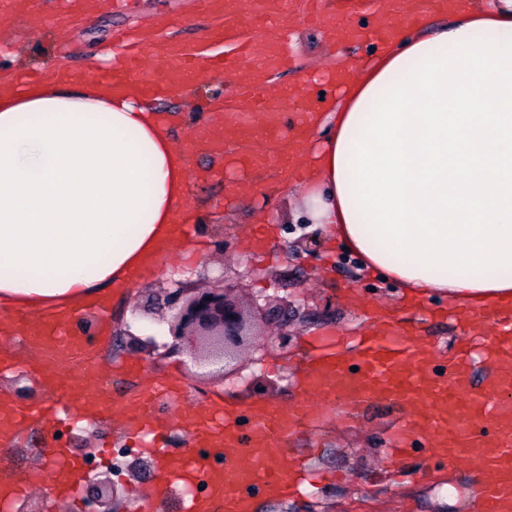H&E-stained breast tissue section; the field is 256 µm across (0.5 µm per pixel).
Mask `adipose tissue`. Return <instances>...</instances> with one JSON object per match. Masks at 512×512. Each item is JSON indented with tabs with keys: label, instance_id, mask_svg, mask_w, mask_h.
Returning a JSON list of instances; mask_svg holds the SVG:
<instances>
[{
	"label": "adipose tissue",
	"instance_id": "adipose-tissue-1",
	"mask_svg": "<svg viewBox=\"0 0 512 512\" xmlns=\"http://www.w3.org/2000/svg\"><path fill=\"white\" fill-rule=\"evenodd\" d=\"M310 115L303 223L408 300L512 304V0H448ZM192 166L157 111L74 75L0 85V313L109 300L184 262Z\"/></svg>",
	"mask_w": 512,
	"mask_h": 512
}]
</instances>
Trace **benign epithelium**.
<instances>
[{
    "label": "benign epithelium",
    "instance_id": "7a95c632",
    "mask_svg": "<svg viewBox=\"0 0 512 512\" xmlns=\"http://www.w3.org/2000/svg\"><path fill=\"white\" fill-rule=\"evenodd\" d=\"M238 284L219 274L209 288H193L183 279H172L163 289L161 303L136 306L132 320L125 323L119 335L126 339V348L150 352L156 342L132 331L133 324L152 315L163 325L164 344L170 355L189 352L192 365L209 369L229 381L243 375L248 364L241 361L245 353H257L270 345L286 349L296 331L288 329V309L294 303L286 298L273 301L256 295L248 307L240 306ZM279 323L277 332L266 331L270 321ZM97 318L83 314L76 326L87 341L95 335ZM83 489L88 512H121L120 491L112 481V469L85 476Z\"/></svg>",
    "mask_w": 512,
    "mask_h": 512
}]
</instances>
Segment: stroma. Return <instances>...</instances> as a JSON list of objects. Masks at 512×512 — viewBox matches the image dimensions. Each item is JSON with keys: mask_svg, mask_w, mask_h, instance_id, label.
Returning <instances> with one entry per match:
<instances>
[{"mask_svg": "<svg viewBox=\"0 0 512 512\" xmlns=\"http://www.w3.org/2000/svg\"><path fill=\"white\" fill-rule=\"evenodd\" d=\"M112 3V8L78 19L74 33L79 43L66 58L53 51V42L64 35V28L48 26L43 20L55 10L54 0H34L30 15L1 14L0 25L11 36L8 41L0 40V76L40 72L53 80L65 70L88 73L108 68V61L99 58L98 48L112 43L118 30L148 27L176 41H209L203 0ZM280 31L288 36L295 65L276 72V84L305 88L316 98L334 93L323 77L333 69L338 53L362 58L373 49L366 41L343 47L330 43L323 29L304 23L301 0L289 5L288 23ZM234 91V81L224 79L186 96L157 97L150 105L164 118L172 137L184 144L206 123L211 102L231 104ZM228 159L225 153H205L193 159L194 164L212 172L208 180L192 183L186 199L204 226L207 248L186 264L161 271L113 297L111 312L101 314L99 322L119 326L129 319L133 306L161 295L169 279L186 278L203 288L207 277L221 270L228 278L240 280V299L254 294L296 296L301 306L293 317L297 333L288 349L270 347L262 352L260 361L249 365V373L264 383L260 389L248 388L241 381L190 376L185 356L135 353L119 347L114 334H97L100 354L93 366L107 382L113 404L125 403L164 378L174 375L181 380L182 397L166 404L163 412L170 423L163 448L172 456L185 455L191 448L183 434L191 403H208L218 393L241 405L259 401L286 411L302 405L301 367L307 343L316 344L327 337L350 343L368 327L372 312L387 310L397 320L412 323L417 334L444 356L455 349L460 334L454 321L435 315L437 300L427 301L419 309L410 307L393 284L360 272L354 256L339 248L329 249L323 238H316L311 250H292L298 237L294 217L299 194L285 191L284 183L296 181L297 173H284L273 156L265 165L248 171L230 167ZM229 180L238 185L239 193L233 199L224 195ZM265 214L277 219L278 231L275 238L260 243L255 235ZM220 238L226 242L221 252L214 248ZM250 266L261 270L259 279L245 277ZM407 414L406 407L382 400L353 404L339 399L326 405L310 432L294 437L288 445L284 466L295 485L294 494L272 498L255 493L253 512H434L442 493H459L468 486L472 466L430 458L423 441L405 457H391L396 426ZM88 442L101 450L144 448L146 444L145 438L125 433L122 421L112 416L87 433L67 425L34 423L21 430L9 447H0V482L24 486L37 512H85L82 491H74L67 502H58L49 493L51 480L40 479L39 474L53 448L64 447L67 456L81 458ZM145 459L148 466L141 481L130 484L125 475L113 476L125 488L123 512H137V499L145 491L162 494L163 512H189V497L172 488L163 489L154 453L147 452Z\"/></svg>", "mask_w": 512, "mask_h": 512, "instance_id": "obj_1", "label": "stroma"}]
</instances>
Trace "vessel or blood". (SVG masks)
I'll return each instance as SVG.
<instances>
[{
  "label": "vessel or blood",
  "instance_id": "b4317fda",
  "mask_svg": "<svg viewBox=\"0 0 512 512\" xmlns=\"http://www.w3.org/2000/svg\"><path fill=\"white\" fill-rule=\"evenodd\" d=\"M222 0H207L206 10L215 21L216 40L236 41L241 20L251 17L269 28H277L287 14L288 0H278L279 9L268 0H242L237 10L227 11ZM314 18L330 24L346 38L384 42L393 36L397 25L411 22L414 11L388 13L384 0H357L358 7L375 11L381 17L373 29L357 30L347 26L342 15H328L326 0H308ZM157 42L161 69L143 73L141 45ZM287 47L275 52L263 51L256 44H238L233 55H202L192 47L171 41H158L155 32L134 38L111 70L97 74L100 83L122 90L136 84L145 97L162 92L187 93L192 87L219 78H240L252 74L246 82L248 95L242 103L225 109L224 119L242 142L287 143L281 131L280 116L292 110L302 116L315 105L306 91L271 88L266 80L274 68L291 65ZM26 335L44 346L49 360L62 366L78 359L83 351L81 336L62 330L56 322L39 321L26 325ZM482 358L493 366V374L484 390L471 384L472 359L467 341H460L446 365L435 363L432 346L413 331L390 321L375 325L361 336L352 350L338 348L335 341H324L304 368L302 389L310 402L296 411L282 412L262 403L246 405L252 418L248 434L239 431L238 415L216 411L213 405L201 406L196 414L198 451L183 458L166 457L169 475L189 472L204 482L205 496L193 498L191 512H214L223 505L224 512H252V488L267 492L287 489L290 477L278 462L276 450L288 438L298 434L318 411L313 397L342 396L350 400L374 398L404 401L412 405L411 420L402 425L397 455L410 449L412 438L427 439L428 452L438 459L465 463L480 460L492 475L478 496L477 512H512V317H497L491 335L482 337ZM78 404L90 406L97 414L113 411L109 394L95 368H84L78 379L65 391ZM153 395H138L129 409L133 414L131 429L151 437L161 436L168 426L152 409ZM210 456H203V449Z\"/></svg>",
  "mask_w": 512,
  "mask_h": 512
}]
</instances>
